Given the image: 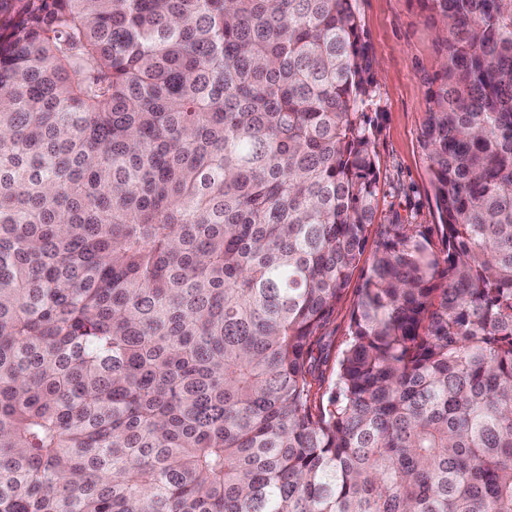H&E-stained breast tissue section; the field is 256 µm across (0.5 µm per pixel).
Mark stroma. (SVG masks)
I'll list each match as a JSON object with an SVG mask.
<instances>
[{"instance_id":"stroma-1","label":"stroma","mask_w":512,"mask_h":512,"mask_svg":"<svg viewBox=\"0 0 512 512\" xmlns=\"http://www.w3.org/2000/svg\"><path fill=\"white\" fill-rule=\"evenodd\" d=\"M364 40L376 62L369 130L378 158L379 224L439 221L422 148L438 70V30L421 0H356Z\"/></svg>"}]
</instances>
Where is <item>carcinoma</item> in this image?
Segmentation results:
<instances>
[{"mask_svg":"<svg viewBox=\"0 0 512 512\" xmlns=\"http://www.w3.org/2000/svg\"><path fill=\"white\" fill-rule=\"evenodd\" d=\"M422 2L367 257L353 0H0V512H512V0ZM364 41L376 62L369 130L378 158L379 206L366 247L378 244V224H438L422 148L428 79L438 70V30L418 0H356ZM366 268L363 270L362 267H359L354 274L353 282L349 290L348 301L343 305L340 310L337 318L327 325L325 329L326 338L324 340L325 344H330L329 347V359L327 363L322 365V370L325 376V387L328 386V383L334 380V373L336 371V352H338V346L343 341L344 336L347 334L348 324H349V306L350 299L353 298V289L355 284L359 281L361 276L365 273Z\"/></svg>","mask_w":512,"mask_h":512,"instance_id":"cac0c4a2","label":"carcinoma"}]
</instances>
